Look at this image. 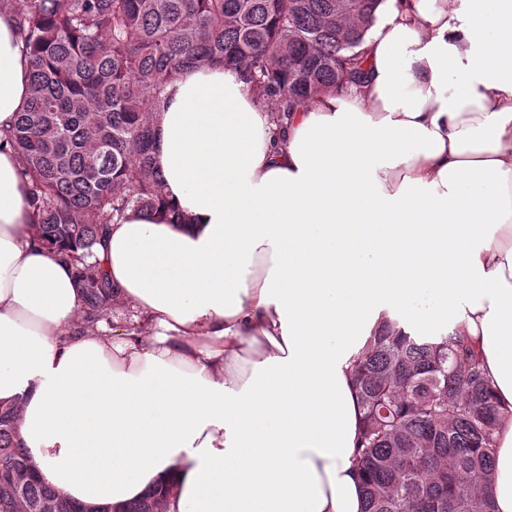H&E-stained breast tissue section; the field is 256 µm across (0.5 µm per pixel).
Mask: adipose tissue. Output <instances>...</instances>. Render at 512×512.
<instances>
[{"instance_id":"adipose-tissue-1","label":"adipose tissue","mask_w":512,"mask_h":512,"mask_svg":"<svg viewBox=\"0 0 512 512\" xmlns=\"http://www.w3.org/2000/svg\"><path fill=\"white\" fill-rule=\"evenodd\" d=\"M382 0L360 90L277 122L243 72L167 85L155 160L189 218L128 213L98 258L137 328L82 327L0 146V405L84 504L159 481L167 512H363L353 356L383 312L463 322L512 409V0ZM30 60L0 14V130ZM492 496L512 512V421Z\"/></svg>"}]
</instances>
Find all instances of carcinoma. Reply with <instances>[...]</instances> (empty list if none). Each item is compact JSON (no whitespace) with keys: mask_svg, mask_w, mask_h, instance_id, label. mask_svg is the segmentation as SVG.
<instances>
[{"mask_svg":"<svg viewBox=\"0 0 512 512\" xmlns=\"http://www.w3.org/2000/svg\"><path fill=\"white\" fill-rule=\"evenodd\" d=\"M0 0L31 59L26 108L0 139L29 177L39 245L69 265L84 328L117 299L96 247L127 212L182 215L161 195L155 109L186 68L243 71L257 101L288 118L360 80L382 0ZM364 512H495V433L512 411L493 394L460 325L413 334L383 315L353 374ZM19 410L0 407V512H85L28 472ZM162 484L123 512H152Z\"/></svg>","mask_w":512,"mask_h":512,"instance_id":"carcinoma-1","label":"carcinoma"}]
</instances>
